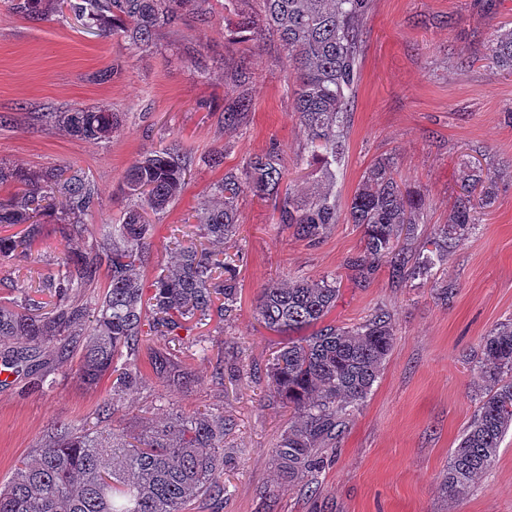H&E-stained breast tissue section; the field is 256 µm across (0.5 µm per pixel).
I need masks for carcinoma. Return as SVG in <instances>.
I'll use <instances>...</instances> for the list:
<instances>
[{"instance_id": "carcinoma-1", "label": "carcinoma", "mask_w": 512, "mask_h": 512, "mask_svg": "<svg viewBox=\"0 0 512 512\" xmlns=\"http://www.w3.org/2000/svg\"><path fill=\"white\" fill-rule=\"evenodd\" d=\"M244 0H224V13L236 19L230 38L247 32L259 42L274 37L283 48L294 110L307 134L299 165H318V188L304 196L293 191L288 168L276 147L250 158L242 169L227 171L202 202L204 220L183 225L171 241L174 256L145 285L154 224L185 190V152L172 143L157 148L124 174L122 191L130 201L119 223L109 227L97 247L85 252L78 241L85 221L100 206L86 171L53 165L39 171L0 165V228L25 225L20 233L0 234V260L32 252L45 237V225H58L64 240L56 271L39 287L55 298L53 310L28 294L0 302V340L19 347L0 352V364L19 368L41 352L65 359L80 347L79 375L85 384L112 378V400L134 391L143 379L134 356L142 337L163 346L149 354L150 379L163 386L186 384L191 373L170 342L192 321L216 315L230 319L240 300L236 260L219 258L223 245L239 232L238 203L249 193L274 202L279 223L293 237L315 245L334 224L362 228L364 256L348 261L361 283L387 264L399 282L431 281L446 301L453 287L433 273L448 248L467 239L480 216L493 207L498 189L491 172L478 166L461 171V193L448 221L426 240L428 252L415 251L425 201L401 187L395 163L381 158L365 172L346 208L332 187L345 152L350 94L359 79L362 21L371 0H262L264 23L240 8ZM12 9L30 21L46 20L67 6L85 29L98 36L119 35L131 52L154 44L160 28L173 29L186 15L208 18L209 0H11ZM492 67L512 75V27L495 31L486 47ZM251 75L246 59L233 81L243 88L224 106V126L243 124L252 108L246 90ZM80 139L104 141L118 124L105 108L49 112ZM106 284L95 307L77 300L99 273ZM335 277L270 280L260 289L256 309L265 327L282 335L314 328L290 339L268 364L273 392L293 411V420L275 448L280 471L288 479L307 477L320 468L319 452L336 440L347 416L371 393L394 343L391 315L379 307L352 326L325 322L335 306ZM224 303L215 307V298ZM148 330H143V327ZM479 373L486 396L453 449L445 489L454 495L468 487L496 457L512 427V318L484 337ZM233 420L212 408L175 414L139 433L110 426H70L59 437L24 457L11 481L0 488V512H185L203 498L224 496V437Z\"/></svg>"}]
</instances>
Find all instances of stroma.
<instances>
[{"label": "stroma", "mask_w": 512, "mask_h": 512, "mask_svg": "<svg viewBox=\"0 0 512 512\" xmlns=\"http://www.w3.org/2000/svg\"><path fill=\"white\" fill-rule=\"evenodd\" d=\"M228 23L224 0H210L207 20L185 18L177 32L160 31L153 48L132 54L119 36L87 33L70 12L35 23L0 0V115L6 118L0 160L34 171L65 163L86 170L101 205L87 221L83 248L96 245L126 210L120 185L130 166L163 141L187 151L185 192L151 219L147 281L167 261L172 231L197 223L201 201L225 170L274 143L292 183L307 191L316 180L296 165L306 134L283 91L279 42L227 41ZM506 24L512 25V0L490 8L484 0H372L363 20L360 78L334 187L338 203H347L377 159L393 158L407 187L426 200L421 234L427 237L447 221L464 164L497 176L494 207L435 269L456 286L450 301L438 300L427 284L393 283L382 266L367 282H354L346 263L363 249L357 225H333L312 246L278 224L272 203L241 200L239 234L224 246L225 253L244 256L236 316L180 330L191 384L143 383L111 415L129 430L204 407L232 416L235 427L224 438V497L197 502L189 512H512V429L470 488L451 497L443 486L451 452L486 394L477 375L481 342L512 317V123L505 119L512 76L497 73L485 58L487 39ZM242 58L251 67L253 107L243 127L228 128L222 112L236 94L233 72ZM105 69L110 80H95ZM77 104L120 113L109 140H82L37 118ZM216 150L224 164L213 168L206 158ZM45 232L44 248L0 261V299L55 262L62 240L56 225ZM327 275L340 281L328 321L356 324L383 307L395 340L370 396L348 417L335 450L323 452L319 472L291 481L274 458L289 411L266 376L287 338L259 321L257 297L272 279ZM200 340L206 352H199ZM219 362L220 383L213 378ZM78 368L73 355L0 383V485L61 426L98 423L112 381L86 386Z\"/></svg>", "instance_id": "1"}]
</instances>
